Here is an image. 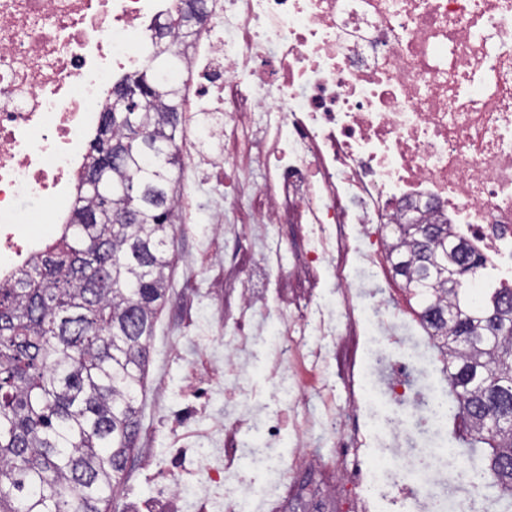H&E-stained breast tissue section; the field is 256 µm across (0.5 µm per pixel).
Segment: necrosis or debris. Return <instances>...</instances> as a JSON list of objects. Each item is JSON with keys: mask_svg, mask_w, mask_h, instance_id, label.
Listing matches in <instances>:
<instances>
[{"mask_svg": "<svg viewBox=\"0 0 512 512\" xmlns=\"http://www.w3.org/2000/svg\"><path fill=\"white\" fill-rule=\"evenodd\" d=\"M198 29L174 72L182 94L183 170L222 169L234 201L248 198L263 223L301 229L293 270L260 266L263 283L324 269L337 277L335 307L320 297L292 311L243 287L224 325V416L212 447L164 448L155 455L166 495L186 512L205 498L210 512H287L300 492L293 477L316 461L325 435L346 465L336 473L353 496L348 512H491L496 501L468 491L431 494L470 470L447 446L418 471L394 459L401 441L447 431L454 415L445 386L422 390L419 365L434 366L429 346L377 279L389 249L386 225L396 203L427 207L448 222L478 258L474 282L512 288V0H207ZM180 0H0V280L12 279L38 251L34 223L64 224L112 86L146 68L157 26ZM224 111L210 128L211 87ZM269 139L254 162L253 185L237 145L250 131ZM273 318L275 333H255ZM363 331L368 359L346 373L348 410H340L325 373L330 347ZM266 347L277 403L251 405L245 369ZM377 422L389 437L381 463L368 464L357 423ZM261 436L249 449L252 479L227 461L228 440ZM294 441L278 452L281 437Z\"/></svg>", "mask_w": 512, "mask_h": 512, "instance_id": "necrosis-or-debris-1", "label": "necrosis or debris"}]
</instances>
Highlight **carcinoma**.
Instances as JSON below:
<instances>
[{
	"label": "carcinoma",
	"mask_w": 512,
	"mask_h": 512,
	"mask_svg": "<svg viewBox=\"0 0 512 512\" xmlns=\"http://www.w3.org/2000/svg\"><path fill=\"white\" fill-rule=\"evenodd\" d=\"M164 29L170 39L150 66L112 86L146 83L148 103L125 125L103 113L90 143L103 153L106 192L89 193L93 176L82 171L60 236L0 282V512H110L131 460L149 343L171 288L183 113L166 73L192 34L181 15ZM115 150L123 152L117 164ZM115 208L137 223H112ZM433 228L435 242L420 254L410 250L409 229L391 225L390 264L446 360L469 448H489L476 464L484 487L512 496V430L487 420L512 417V289L470 288L467 250L448 287L457 241L448 225Z\"/></svg>",
	"instance_id": "obj_1"
}]
</instances>
